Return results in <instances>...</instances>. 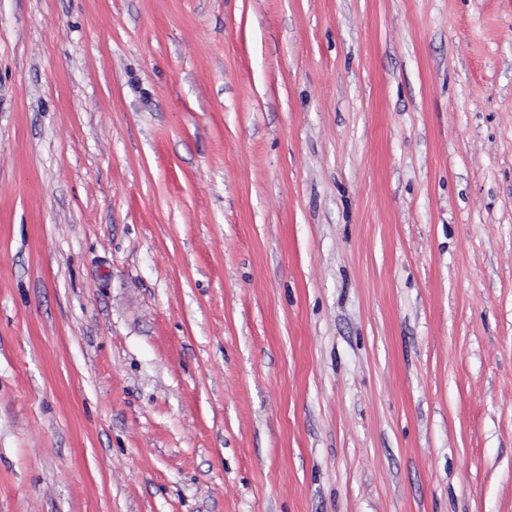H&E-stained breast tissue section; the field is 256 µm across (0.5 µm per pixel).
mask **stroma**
<instances>
[{"mask_svg":"<svg viewBox=\"0 0 512 512\" xmlns=\"http://www.w3.org/2000/svg\"><path fill=\"white\" fill-rule=\"evenodd\" d=\"M0 512H512V0H0Z\"/></svg>","mask_w":512,"mask_h":512,"instance_id":"stroma-1","label":"stroma"}]
</instances>
